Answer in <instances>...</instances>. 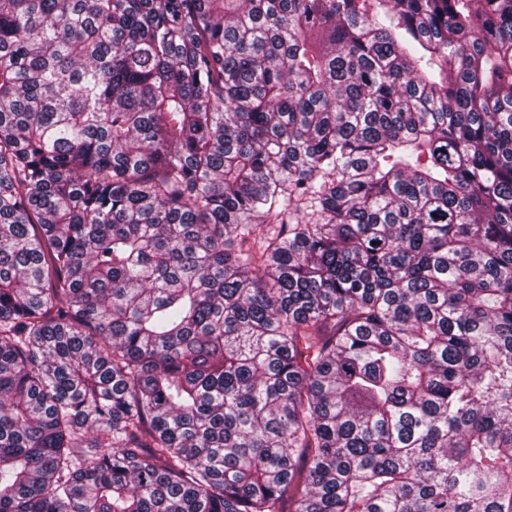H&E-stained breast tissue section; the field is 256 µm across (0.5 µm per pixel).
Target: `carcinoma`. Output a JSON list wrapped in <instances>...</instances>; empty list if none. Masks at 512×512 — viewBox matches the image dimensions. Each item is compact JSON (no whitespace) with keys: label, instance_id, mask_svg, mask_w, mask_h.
I'll list each match as a JSON object with an SVG mask.
<instances>
[{"label":"carcinoma","instance_id":"carcinoma-1","mask_svg":"<svg viewBox=\"0 0 512 512\" xmlns=\"http://www.w3.org/2000/svg\"><path fill=\"white\" fill-rule=\"evenodd\" d=\"M512 512V0H0V512Z\"/></svg>","mask_w":512,"mask_h":512}]
</instances>
